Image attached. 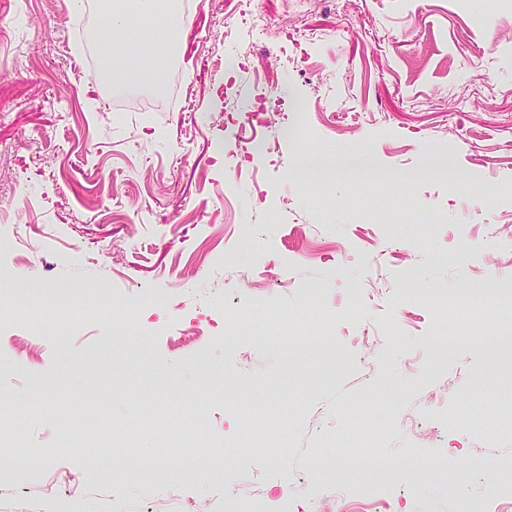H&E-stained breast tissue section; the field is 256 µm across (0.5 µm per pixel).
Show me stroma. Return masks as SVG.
Here are the masks:
<instances>
[{"label":"stroma","mask_w":512,"mask_h":512,"mask_svg":"<svg viewBox=\"0 0 512 512\" xmlns=\"http://www.w3.org/2000/svg\"><path fill=\"white\" fill-rule=\"evenodd\" d=\"M102 26L90 0H0V210L31 243L6 266L78 304L100 291L74 336L9 328L0 413L22 446L0 447V472L21 451L41 478L87 480L74 512H166L149 471L179 463L199 417L224 469L188 492L257 475L271 512L339 490L337 512H368L374 481L403 490L396 512H462L506 480L512 433L419 441L410 423L512 417V336L492 316L456 335L443 305L512 267V0H192L176 103L152 112L147 86L93 78ZM256 407L286 447L250 435ZM85 420L100 433L61 448ZM124 430L143 472L115 452Z\"/></svg>","instance_id":"obj_1"}]
</instances>
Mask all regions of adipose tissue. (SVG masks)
Here are the masks:
<instances>
[{"label":"adipose tissue","mask_w":512,"mask_h":512,"mask_svg":"<svg viewBox=\"0 0 512 512\" xmlns=\"http://www.w3.org/2000/svg\"><path fill=\"white\" fill-rule=\"evenodd\" d=\"M104 18L109 24V41L120 42L123 49L118 53L103 52L102 69L116 79H161L167 59L181 50L183 18L171 15L164 23H157L151 0H138L135 11L113 10L105 13Z\"/></svg>","instance_id":"obj_1"}]
</instances>
